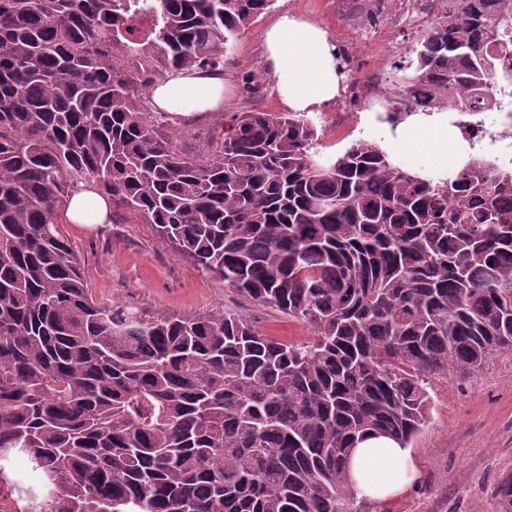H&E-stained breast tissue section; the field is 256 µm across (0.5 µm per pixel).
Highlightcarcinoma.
<instances>
[{
	"label": "carcinoma",
	"mask_w": 512,
	"mask_h": 512,
	"mask_svg": "<svg viewBox=\"0 0 512 512\" xmlns=\"http://www.w3.org/2000/svg\"><path fill=\"white\" fill-rule=\"evenodd\" d=\"M272 2L0 0V476L53 485L34 512H358L355 444H409L426 377L512 347V165L325 157L299 112L238 113L201 164L150 119L156 66L224 70ZM440 2L400 104L503 111L512 0ZM82 184L315 340L95 299L61 227Z\"/></svg>",
	"instance_id": "carcinoma-1"
}]
</instances>
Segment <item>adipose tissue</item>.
I'll return each mask as SVG.
<instances>
[{"instance_id": "1", "label": "adipose tissue", "mask_w": 512, "mask_h": 512, "mask_svg": "<svg viewBox=\"0 0 512 512\" xmlns=\"http://www.w3.org/2000/svg\"><path fill=\"white\" fill-rule=\"evenodd\" d=\"M264 65L279 106L288 112L314 113L334 104L340 75L336 46L322 26L280 15L264 34ZM154 111L177 116L212 112L224 104V77L218 73L172 72L157 81L151 93ZM428 149L439 164L466 158L468 144L444 114H418L389 131L383 148L401 154ZM71 223H109L112 204L96 188L80 186L70 198ZM417 469L410 448L381 435L365 438L349 458V483L356 497L381 500L404 494Z\"/></svg>"}]
</instances>
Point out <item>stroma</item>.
<instances>
[{
    "instance_id": "35a3bbf8",
    "label": "stroma",
    "mask_w": 512,
    "mask_h": 512,
    "mask_svg": "<svg viewBox=\"0 0 512 512\" xmlns=\"http://www.w3.org/2000/svg\"><path fill=\"white\" fill-rule=\"evenodd\" d=\"M284 12L323 25L344 68L334 106L310 116L318 150L334 155L358 140L383 143L387 125L377 110L397 108L416 38L435 17L431 0H274L229 46L223 108L167 125L183 157L211 161L236 113L278 111L262 66V35ZM251 81L258 92H249ZM64 231L96 299L181 314L224 306L278 341L316 337L306 322L254 304L202 274L134 214L116 212L111 223L68 224ZM429 393V421L410 443L416 482L397 498L357 500L358 512H512L499 494L512 481V349L493 352L480 370L432 376Z\"/></svg>"
}]
</instances>
